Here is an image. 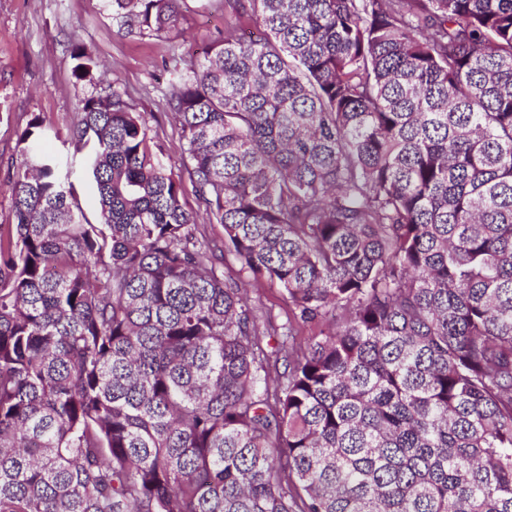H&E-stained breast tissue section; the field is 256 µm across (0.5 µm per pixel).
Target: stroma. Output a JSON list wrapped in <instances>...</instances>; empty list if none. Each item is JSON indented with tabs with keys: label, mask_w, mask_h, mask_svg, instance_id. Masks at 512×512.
<instances>
[{
	"label": "stroma",
	"mask_w": 512,
	"mask_h": 512,
	"mask_svg": "<svg viewBox=\"0 0 512 512\" xmlns=\"http://www.w3.org/2000/svg\"><path fill=\"white\" fill-rule=\"evenodd\" d=\"M224 37V0H184L177 26L161 38L119 32L105 0H0V224L11 220L8 181L20 160L17 135L33 116L65 129L91 90H119L160 147L168 174L180 181L183 202L212 245L224 230L209 223L187 171L179 126L164 100L183 61L202 58ZM96 59L93 81H77L73 47Z\"/></svg>",
	"instance_id": "obj_1"
}]
</instances>
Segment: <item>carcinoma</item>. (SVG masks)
<instances>
[{"instance_id": "cac0c4a2", "label": "carcinoma", "mask_w": 512, "mask_h": 512, "mask_svg": "<svg viewBox=\"0 0 512 512\" xmlns=\"http://www.w3.org/2000/svg\"><path fill=\"white\" fill-rule=\"evenodd\" d=\"M165 97L219 256L120 91L67 125L96 224L19 135L0 512H512V0H224Z\"/></svg>"}]
</instances>
